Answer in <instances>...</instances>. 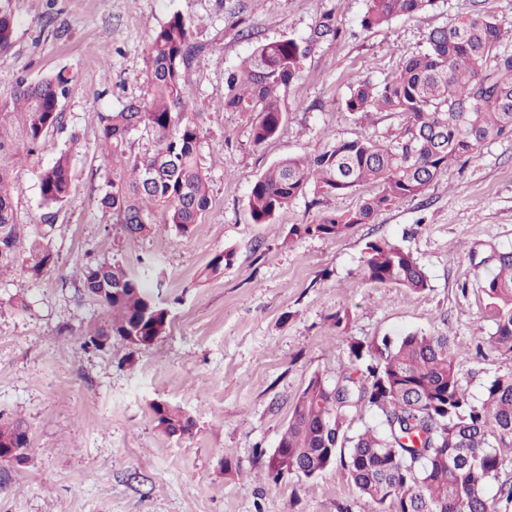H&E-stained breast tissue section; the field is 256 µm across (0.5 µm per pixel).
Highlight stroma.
I'll use <instances>...</instances> for the list:
<instances>
[{
  "mask_svg": "<svg viewBox=\"0 0 512 512\" xmlns=\"http://www.w3.org/2000/svg\"><path fill=\"white\" fill-rule=\"evenodd\" d=\"M17 30L0 56V104L17 81L67 69L65 127L34 153L5 162L17 220L41 223L40 172L61 150L73 157V186L50 238L56 262L40 279L22 265L0 277V421L23 420L31 459L0 462V512H376L339 467L311 479L268 483L257 452L272 454L294 398L313 375L333 381L350 369L348 346L439 331L459 350L463 385L480 400L512 370V356H477L495 331L482 282L496 256L512 251V138L484 144L445 169L426 192L338 237L289 239L294 224L355 208L358 195L313 192L268 224L247 206L256 179L281 159L315 154L339 139L383 138L399 123L386 112L354 118L343 107L359 81L382 80L423 48L428 34L468 11L470 0H432L426 9L365 30L366 0H12ZM192 28L195 52L182 69L200 111V156L212 203L188 235L173 226L129 238L98 202L106 161L100 115L143 98L147 45L171 14ZM333 15L345 35L317 45L281 92L286 119L255 147L249 115L224 106L225 75L262 42L308 36ZM246 19L252 37L239 33ZM409 249L428 277L419 294L367 282V242ZM233 251L214 274L207 264ZM117 263L162 279L171 326L153 346L120 339L85 347L101 308L80 296V260ZM348 313L347 324L334 316ZM192 415V434L171 438L151 405Z\"/></svg>",
  "mask_w": 512,
  "mask_h": 512,
  "instance_id": "stroma-1",
  "label": "stroma"
}]
</instances>
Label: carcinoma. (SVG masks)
<instances>
[{
	"instance_id": "obj_1",
	"label": "carcinoma",
	"mask_w": 512,
	"mask_h": 512,
	"mask_svg": "<svg viewBox=\"0 0 512 512\" xmlns=\"http://www.w3.org/2000/svg\"><path fill=\"white\" fill-rule=\"evenodd\" d=\"M432 0H367L360 20L365 30L419 12ZM468 13L432 31L426 45L396 72L378 83H357L344 101L352 115L389 112L400 118L393 135L342 139L314 156L288 157L271 165L252 185L248 210L254 224H268L309 186L324 194L347 195L365 186L372 193L350 211L293 224L291 237H335L356 224H371L379 212L421 196L444 169L470 157L484 143L512 137V26L504 27L470 0ZM17 20L12 0H0V56L13 47ZM342 30L322 16L309 36L260 43L242 66L226 76L225 106L248 112L257 147L272 139L285 120L281 90L290 86L301 62L322 41H336ZM191 29L179 14L152 34L145 73L146 94L118 112L100 116L99 139L112 160L140 133L151 148L137 158L129 176L108 169L101 174L99 204L112 211V223L129 237L147 234L157 224H172L182 234L201 222L211 206L210 188L200 162L199 113L190 109L181 70L191 58ZM72 76L61 69L38 81L22 80L13 93V112L21 115L19 144L31 153L52 129L64 125L60 104ZM14 143L0 137V269L24 256L32 279L55 264L49 247L59 207L72 187V156L62 150L39 176L46 212L31 235L17 224L15 190L1 160ZM365 279L411 293L428 287L412 252L386 239L365 247ZM72 277L81 293L96 299L103 326L96 336L119 338L132 347L166 334L169 310L150 286L122 266L77 264ZM482 291L495 332L477 350L512 355V251L501 252ZM353 370L329 383L312 376L291 406V415L266 476L274 484L290 477L314 478L340 467L365 497L394 512H512V477L501 479L512 452V371L496 375L473 403L462 385L454 339L442 332L412 333L379 342H353ZM373 421L349 432L353 409ZM157 427L169 437L190 435L195 420L177 405L153 404ZM19 420L0 422V445L14 442Z\"/></svg>"
}]
</instances>
